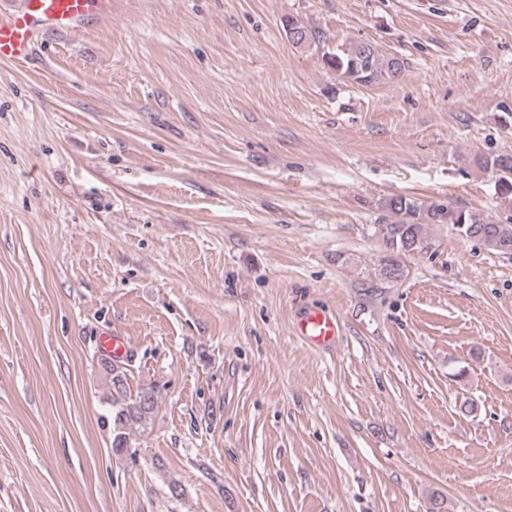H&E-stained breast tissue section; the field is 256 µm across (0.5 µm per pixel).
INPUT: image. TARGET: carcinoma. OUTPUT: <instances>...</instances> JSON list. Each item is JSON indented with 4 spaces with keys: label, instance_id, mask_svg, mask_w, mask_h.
Instances as JSON below:
<instances>
[{
    "label": "carcinoma",
    "instance_id": "1",
    "mask_svg": "<svg viewBox=\"0 0 512 512\" xmlns=\"http://www.w3.org/2000/svg\"><path fill=\"white\" fill-rule=\"evenodd\" d=\"M284 30L288 41L297 48H309L320 42V33L298 19L286 20ZM329 69L340 78L361 85L376 82L382 75L394 79L400 76L403 63L395 57H384L370 44L358 42L347 49L323 53ZM474 168L492 171L498 182L497 193L512 205V154H472ZM391 221L373 225L372 236L378 243L381 259L379 275L388 281H397L405 270L397 257L412 249L428 252L433 243L425 226L449 224L460 235L476 240L487 248L502 254H512V224L487 221L461 207L444 204L427 205L405 195H394L383 201ZM100 365L109 376L112 407V451L119 455L130 447V435L147 426L159 412L158 397L152 389L132 393L129 385L131 370L126 362L107 358Z\"/></svg>",
    "mask_w": 512,
    "mask_h": 512
}]
</instances>
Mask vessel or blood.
I'll return each mask as SVG.
<instances>
[{"label": "vessel or blood", "instance_id": "obj_1", "mask_svg": "<svg viewBox=\"0 0 512 512\" xmlns=\"http://www.w3.org/2000/svg\"><path fill=\"white\" fill-rule=\"evenodd\" d=\"M108 0H17L16 8L0 14V61H25L43 30L72 31L104 13ZM296 330L318 347L335 344L340 322L332 311L315 308L303 311Z\"/></svg>", "mask_w": 512, "mask_h": 512}]
</instances>
